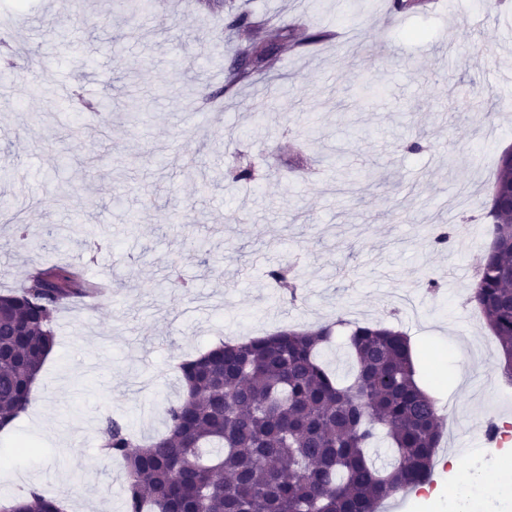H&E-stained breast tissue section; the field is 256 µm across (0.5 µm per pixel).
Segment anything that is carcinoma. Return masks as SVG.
<instances>
[{"label":"carcinoma","instance_id":"obj_1","mask_svg":"<svg viewBox=\"0 0 512 512\" xmlns=\"http://www.w3.org/2000/svg\"><path fill=\"white\" fill-rule=\"evenodd\" d=\"M224 9L229 34L245 43L227 68L224 92L252 80L290 42L312 44L326 34L298 37ZM495 202L485 218L492 240L471 284L479 308L505 357L512 384V153L495 174ZM268 278L280 295L297 298L293 268ZM89 291L75 268L51 266L27 286L0 295V419L27 410L32 381L55 343L59 309ZM280 330L243 342H221L178 363L182 400L166 410V431L146 444L108 419L103 449L122 460L125 512H378L390 495L428 482L443 437L436 401L416 381L407 336L377 324H351L346 347L353 374L343 382L321 359L334 326ZM384 439L392 462L380 466L373 449ZM0 512H64L43 494Z\"/></svg>","mask_w":512,"mask_h":512}]
</instances>
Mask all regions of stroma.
<instances>
[{"mask_svg":"<svg viewBox=\"0 0 512 512\" xmlns=\"http://www.w3.org/2000/svg\"><path fill=\"white\" fill-rule=\"evenodd\" d=\"M0 0V37L28 54L0 83V293L36 267L75 265L105 293L57 316L37 412L0 430V449L35 453L0 465V498L34 480L70 512H124L125 470L104 456V416L147 442L183 395L171 369L236 337L335 324L322 353L340 379L345 324L384 323L410 339L418 378L465 426L512 420L502 351L468 301L490 244L501 147L512 141V90L488 77L512 67L499 30L512 0H428L393 14L390 0H235L259 19L322 42L283 49L273 72L221 95L235 45L204 0H156L140 17L110 0ZM379 87L360 98L357 83ZM112 101L101 131L59 89ZM145 117L134 125L133 107ZM419 141L420 151L407 150ZM252 164L238 183L228 167ZM469 238L430 239L448 220ZM80 223L82 234L32 250L15 225ZM292 266L302 288L278 297L266 273ZM468 278L456 281L455 269ZM435 467L437 496L389 499L382 512H457L448 486L493 477L512 442Z\"/></svg>","mask_w":512,"mask_h":512,"instance_id":"stroma-1","label":"stroma"}]
</instances>
